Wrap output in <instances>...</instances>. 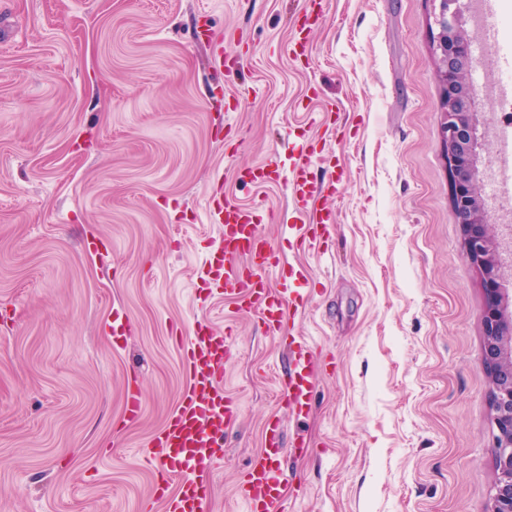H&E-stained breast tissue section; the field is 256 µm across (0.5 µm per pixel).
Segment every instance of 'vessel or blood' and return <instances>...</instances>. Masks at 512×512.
Instances as JSON below:
<instances>
[{
    "instance_id": "obj_1",
    "label": "vessel or blood",
    "mask_w": 512,
    "mask_h": 512,
    "mask_svg": "<svg viewBox=\"0 0 512 512\" xmlns=\"http://www.w3.org/2000/svg\"><path fill=\"white\" fill-rule=\"evenodd\" d=\"M311 166L312 160L303 150L288 172V190L300 210L316 197L327 195L331 188L330 183L312 178ZM209 216L223 227L224 243L200 271L202 288L223 289L225 296L242 307L260 309L267 332L277 335L284 318L281 298L297 294L305 275L293 271L274 285L265 280V272L275 268L278 259L269 240L258 231L255 209L228 199L211 209ZM335 221V211L323 209L314 212L311 223L292 225L291 230L298 245L309 249ZM180 357L188 374L187 384L178 407L150 442L149 460L159 470L153 496L162 502L163 512H199L206 487L192 473L222 454L224 435L240 417L238 404L221 386L224 366L232 360L233 351L227 336L202 325L182 343ZM310 359V347L302 346L293 358L295 372L284 387L288 409L299 416L309 411L306 370ZM304 447L298 437L291 447H284L280 423L270 424L266 444L245 472L240 490L249 512H279L288 481L283 458L287 451L298 452Z\"/></svg>"
}]
</instances>
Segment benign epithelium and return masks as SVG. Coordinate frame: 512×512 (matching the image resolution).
Wrapping results in <instances>:
<instances>
[{
	"mask_svg": "<svg viewBox=\"0 0 512 512\" xmlns=\"http://www.w3.org/2000/svg\"><path fill=\"white\" fill-rule=\"evenodd\" d=\"M434 23L438 27L435 54L443 87L441 111L448 162L455 183L454 209L465 232L466 256L492 281L499 275L491 225L484 221L472 167L473 113L468 92L469 76L478 60L472 41L462 33L451 9L456 0H438ZM499 298L490 297L484 311V366L492 384V408L497 428V457L492 477V502L488 512H512V359L505 357V343H512V321L501 318Z\"/></svg>",
	"mask_w": 512,
	"mask_h": 512,
	"instance_id": "1",
	"label": "benign epithelium"
}]
</instances>
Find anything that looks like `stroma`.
<instances>
[{
	"instance_id": "obj_1",
	"label": "stroma",
	"mask_w": 512,
	"mask_h": 512,
	"mask_svg": "<svg viewBox=\"0 0 512 512\" xmlns=\"http://www.w3.org/2000/svg\"><path fill=\"white\" fill-rule=\"evenodd\" d=\"M300 3L0 0V512H144L147 444L198 323L231 330L223 385L241 407L202 512H248L239 482L277 418L307 444L283 461L284 512H487V290L453 205L435 4L324 0L293 59ZM475 82L482 206L512 225V197L489 186L512 103L492 67ZM309 146L337 189L313 206L336 222L303 251L285 182L233 172L288 171ZM227 197L256 207L270 281L312 278L281 335L199 296L222 237L208 206ZM301 341L312 399L295 421L283 373Z\"/></svg>"
}]
</instances>
